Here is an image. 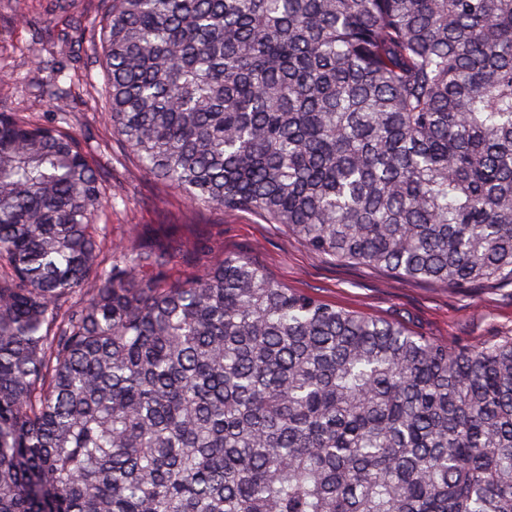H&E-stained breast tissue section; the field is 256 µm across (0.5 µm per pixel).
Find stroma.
Wrapping results in <instances>:
<instances>
[{
    "label": "stroma",
    "instance_id": "obj_1",
    "mask_svg": "<svg viewBox=\"0 0 512 512\" xmlns=\"http://www.w3.org/2000/svg\"><path fill=\"white\" fill-rule=\"evenodd\" d=\"M51 0H0V75H14L0 90V112H29L44 120L56 113L68 129L92 143L111 142L105 103L97 96L43 97L40 80L52 60L75 58L84 75L93 47H71L56 39L65 18L90 26L99 19V0H69L67 13L50 11ZM112 186V238L140 235L151 240H205L210 257L243 255L289 288L317 295L326 303L372 318L394 321L412 333L439 341L474 345L512 336V285L486 283L451 290L435 283L398 278L364 266L340 265L312 254L279 224L250 212L219 213L186 203L172 188L136 169L113 144L107 168Z\"/></svg>",
    "mask_w": 512,
    "mask_h": 512
}]
</instances>
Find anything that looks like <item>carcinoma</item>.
<instances>
[{
    "label": "carcinoma",
    "mask_w": 512,
    "mask_h": 512,
    "mask_svg": "<svg viewBox=\"0 0 512 512\" xmlns=\"http://www.w3.org/2000/svg\"><path fill=\"white\" fill-rule=\"evenodd\" d=\"M112 132L317 257L512 284V0H103ZM67 61L46 95L64 94ZM0 112V512H512V337L112 243L97 148Z\"/></svg>",
    "instance_id": "obj_1"
}]
</instances>
